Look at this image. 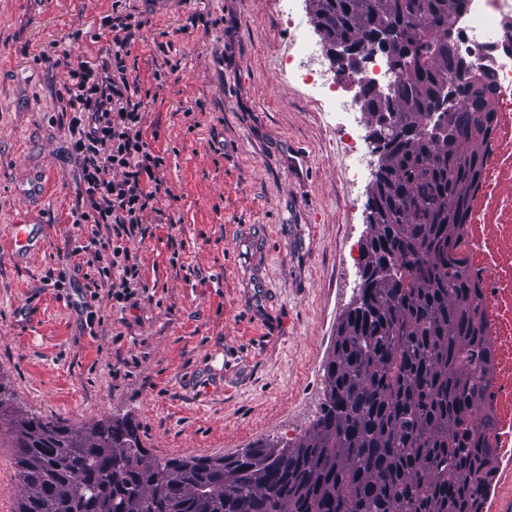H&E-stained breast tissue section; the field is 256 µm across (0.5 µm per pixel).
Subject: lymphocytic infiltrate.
<instances>
[{"instance_id": "lymphocytic-infiltrate-1", "label": "lymphocytic infiltrate", "mask_w": 512, "mask_h": 512, "mask_svg": "<svg viewBox=\"0 0 512 512\" xmlns=\"http://www.w3.org/2000/svg\"><path fill=\"white\" fill-rule=\"evenodd\" d=\"M135 30L125 16L104 20L100 36L108 48L71 68L72 83L62 108L69 116L68 132L84 184L75 213L80 221L99 228L92 243L111 255L101 273L119 276V287L112 293L119 303L133 295L140 268L117 240L134 233L141 212L163 187L158 174L163 159L142 139L138 87L130 83L124 65ZM114 169L122 170L121 181L109 179Z\"/></svg>"}]
</instances>
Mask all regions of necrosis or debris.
<instances>
[{
	"mask_svg": "<svg viewBox=\"0 0 512 512\" xmlns=\"http://www.w3.org/2000/svg\"><path fill=\"white\" fill-rule=\"evenodd\" d=\"M284 2L287 24L296 34L284 72L319 89L336 111L352 116V127L341 131L347 159L343 177L357 183L365 177L376 149L361 104L349 92L366 84L383 87L385 65L372 58L342 74L317 66L319 50L308 35L310 19L292 10L293 0ZM448 42L456 61L448 70L449 82L480 76L495 89L493 126L482 147L484 175L457 246L471 268L482 274L485 315L500 336L512 330V0H466L451 20Z\"/></svg>",
	"mask_w": 512,
	"mask_h": 512,
	"instance_id": "necrosis-or-debris-1",
	"label": "necrosis or debris"
}]
</instances>
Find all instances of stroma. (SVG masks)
Wrapping results in <instances>:
<instances>
[{
    "label": "stroma",
    "mask_w": 512,
    "mask_h": 512,
    "mask_svg": "<svg viewBox=\"0 0 512 512\" xmlns=\"http://www.w3.org/2000/svg\"><path fill=\"white\" fill-rule=\"evenodd\" d=\"M127 14L141 27L124 64L165 190L123 242L143 288L119 304L74 217L61 106L69 62ZM294 39L280 0H0V512H18L16 417L128 419L156 461L293 444L316 419L370 183H342L329 104L281 75ZM33 207L39 246L20 258L9 226ZM248 234L260 300L240 283Z\"/></svg>",
    "instance_id": "35a3bbf8"
}]
</instances>
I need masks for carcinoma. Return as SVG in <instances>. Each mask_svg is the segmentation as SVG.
I'll return each mask as SVG.
<instances>
[{
    "instance_id": "cac0c4a2",
    "label": "carcinoma",
    "mask_w": 512,
    "mask_h": 512,
    "mask_svg": "<svg viewBox=\"0 0 512 512\" xmlns=\"http://www.w3.org/2000/svg\"><path fill=\"white\" fill-rule=\"evenodd\" d=\"M331 44L364 51L388 28L402 62L386 89H361L379 151L367 203V276L336 332L321 411L297 445L222 458L148 459L136 427L90 432L17 418L19 512H484L496 476V419L485 408L492 360L480 277L458 252L483 172L493 99L448 88L451 16L464 0H309ZM423 15L436 31L413 27ZM459 98L448 123L419 122Z\"/></svg>"
}]
</instances>
